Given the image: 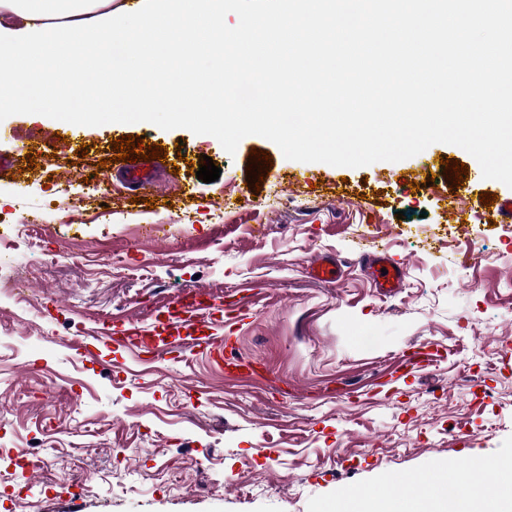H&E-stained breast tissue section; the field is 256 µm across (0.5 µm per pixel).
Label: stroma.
I'll use <instances>...</instances> for the list:
<instances>
[{"label": "stroma", "instance_id": "stroma-1", "mask_svg": "<svg viewBox=\"0 0 512 512\" xmlns=\"http://www.w3.org/2000/svg\"><path fill=\"white\" fill-rule=\"evenodd\" d=\"M1 129L0 512H325L360 487L512 455V222L485 223L481 201L512 188L462 148L350 168L258 135L230 154L184 128L69 127L37 102L0 109ZM129 134L175 169L127 185L112 144ZM207 156L211 183L196 177ZM376 247L405 265L389 292L360 262ZM29 256L40 282L18 298L7 279ZM319 257L340 262L337 281L311 278ZM194 287L223 297L225 354L256 377L183 349L93 363L71 347Z\"/></svg>", "mask_w": 512, "mask_h": 512}]
</instances>
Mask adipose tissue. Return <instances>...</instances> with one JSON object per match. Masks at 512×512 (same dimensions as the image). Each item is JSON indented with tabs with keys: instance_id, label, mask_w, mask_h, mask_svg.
I'll return each mask as SVG.
<instances>
[{
	"instance_id": "obj_1",
	"label": "adipose tissue",
	"mask_w": 512,
	"mask_h": 512,
	"mask_svg": "<svg viewBox=\"0 0 512 512\" xmlns=\"http://www.w3.org/2000/svg\"><path fill=\"white\" fill-rule=\"evenodd\" d=\"M23 22L10 28L12 18ZM146 19L160 32L164 50L174 38L206 25L215 38L224 36V0H137L136 8H113L112 0H0V100L18 109L29 104L27 90L44 67L65 68L70 39L88 20H95L107 40L130 38L118 19ZM495 470L497 481L482 478ZM512 506V456L470 465L465 471L437 469L413 492L401 495L364 487L338 500L335 512H507Z\"/></svg>"
}]
</instances>
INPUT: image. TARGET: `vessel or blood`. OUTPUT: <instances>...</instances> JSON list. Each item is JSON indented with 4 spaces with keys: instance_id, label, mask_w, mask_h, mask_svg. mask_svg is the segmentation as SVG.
I'll return each mask as SVG.
<instances>
[{
    "instance_id": "vessel-or-blood-1",
    "label": "vessel or blood",
    "mask_w": 512,
    "mask_h": 512,
    "mask_svg": "<svg viewBox=\"0 0 512 512\" xmlns=\"http://www.w3.org/2000/svg\"><path fill=\"white\" fill-rule=\"evenodd\" d=\"M371 275L380 287L394 288L403 276V265L377 250L363 254ZM223 304L203 303L190 294L170 300L164 311L156 316L152 326H140L138 321L127 318L118 321H101L90 336L75 337L73 348L83 357L91 356V343L105 346L117 345L159 356L160 346L187 348L209 355L224 352L225 338Z\"/></svg>"
}]
</instances>
